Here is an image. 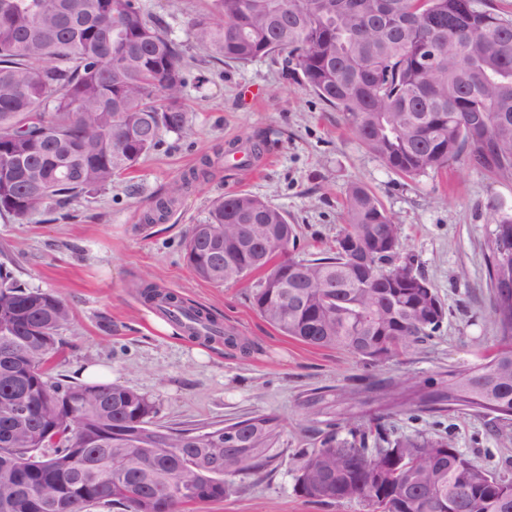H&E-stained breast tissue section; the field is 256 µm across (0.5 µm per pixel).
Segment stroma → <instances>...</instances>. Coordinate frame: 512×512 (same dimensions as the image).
<instances>
[{
    "label": "stroma",
    "mask_w": 512,
    "mask_h": 512,
    "mask_svg": "<svg viewBox=\"0 0 512 512\" xmlns=\"http://www.w3.org/2000/svg\"><path fill=\"white\" fill-rule=\"evenodd\" d=\"M166 25L183 50L179 95L195 128L190 138L162 132L157 146L112 185L86 194L71 218L38 212L0 217V262L15 279L63 298L74 321L58 336L48 378L81 383L82 366L100 364L113 384L146 394L158 423L181 428L230 423L255 414L280 419L283 452L266 471L235 479L223 501L188 512H370L360 501L312 502L294 490L296 455L318 418L308 395L327 391L336 439L346 441L367 415L383 413L391 437L416 433L451 437L456 448L488 470L507 473L512 423L461 409L382 411L362 377L419 388L470 370L496 343L490 316L487 241L499 214L512 213V175L460 161L416 179L404 177L369 151L343 113L288 79L280 59L224 63L188 33L210 0H139ZM257 146L249 166L238 150ZM198 172L191 190L167 217L145 223L144 212L170 187ZM368 188L397 220L404 253L415 257L445 308L435 337L405 355L374 364L336 348H318L282 334L251 307L254 277L215 285L198 278L185 258L192 225L213 200L246 192L268 201L295 224L301 252L335 247L352 184ZM174 292L217 316L243 342L231 347L168 336L151 324L154 309L138 296L142 283Z\"/></svg>",
    "instance_id": "stroma-1"
}]
</instances>
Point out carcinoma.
Wrapping results in <instances>:
<instances>
[{"label":"carcinoma","mask_w":512,"mask_h":512,"mask_svg":"<svg viewBox=\"0 0 512 512\" xmlns=\"http://www.w3.org/2000/svg\"><path fill=\"white\" fill-rule=\"evenodd\" d=\"M190 34L228 62L284 56L292 80L343 112L364 145L408 178L465 154L479 168L512 174V20L485 0H212ZM183 81L181 46L138 0H0V216L62 211L132 170L162 131L191 137L177 95ZM191 186L175 184L144 220L154 222ZM239 224L270 233L268 249L239 254L231 242ZM376 235L397 239L398 227L360 184L347 192L338 248L312 259L294 255L297 228L280 209L238 193L215 200L194 225L186 257L199 278L219 285L243 280L224 266L227 254L248 276L278 266L281 282L264 276L252 291L259 315L306 344L373 363L432 337L445 315L432 282L396 253L372 247L354 262L339 249L343 239L367 245ZM487 247L498 337L488 361L445 385H381L380 405L512 416V288L499 286L512 280V214L496 220ZM140 296L190 336L237 343L210 312L173 293L144 285ZM73 319L65 300L18 284L0 263V498L20 474L23 498L55 490L33 512L96 504L178 512L224 499L235 478L260 474L279 455L272 415L227 424L235 441L253 439V452L221 471L209 452L223 448L214 439L223 427L159 426L156 403L136 390L49 382L57 336ZM23 343L20 368L7 349ZM14 400L28 404L24 424L4 413ZM320 424L297 458L303 498L362 500L371 512H512V479L475 464L447 437L391 441L377 414L338 442L334 419Z\"/></svg>","instance_id":"1"}]
</instances>
